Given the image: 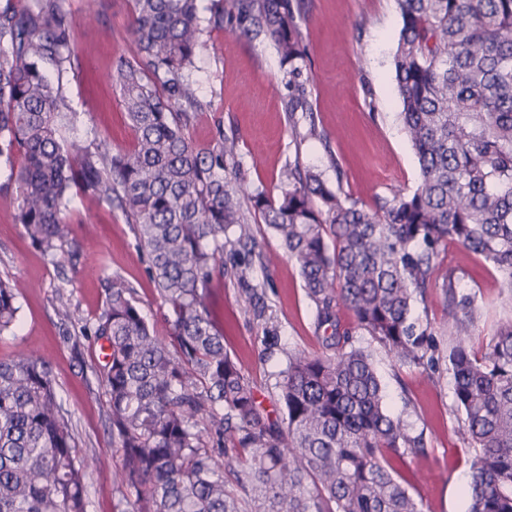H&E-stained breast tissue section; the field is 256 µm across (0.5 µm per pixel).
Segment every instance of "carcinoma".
<instances>
[{
  "label": "carcinoma",
  "mask_w": 512,
  "mask_h": 512,
  "mask_svg": "<svg viewBox=\"0 0 512 512\" xmlns=\"http://www.w3.org/2000/svg\"><path fill=\"white\" fill-rule=\"evenodd\" d=\"M128 2L135 50L112 60L110 78L135 133L130 152L67 140L62 79L75 70V36L62 0L0 7V162L23 155L13 223L58 267L81 251L66 220L73 189L119 209L168 307L161 332L136 289L108 275L102 311L82 326L108 344L98 381L118 453L116 512H422L391 465L422 452V438L387 413L372 346L403 366L432 360L431 333L411 313L427 304L450 240L512 293V0H397L393 67L420 179L370 209L298 164L278 195L248 191L221 126L206 143L190 135L208 108L191 78L204 21L271 41L292 89L288 114L304 106L299 4L227 0L204 20L199 0ZM253 214L297 266L324 329L322 353H287L280 419L224 347L210 291L233 275L255 294L246 268L265 256ZM442 288L453 411L474 450L469 512H512V320L479 354L475 295L451 271ZM344 309L368 345L341 324ZM18 310L1 278L0 334ZM87 468L51 362L0 359V512H89Z\"/></svg>",
  "instance_id": "1"
}]
</instances>
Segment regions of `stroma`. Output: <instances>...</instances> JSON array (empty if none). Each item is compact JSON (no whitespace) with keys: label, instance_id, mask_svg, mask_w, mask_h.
Wrapping results in <instances>:
<instances>
[{"label":"stroma","instance_id":"1","mask_svg":"<svg viewBox=\"0 0 512 512\" xmlns=\"http://www.w3.org/2000/svg\"><path fill=\"white\" fill-rule=\"evenodd\" d=\"M76 36L78 74L66 78L64 94L77 114L81 145L106 138L116 150H132L133 130L118 92L108 77L110 61L129 53L128 0H99L101 23H89L84 0H64ZM306 59L300 81L309 107L287 114L289 89L274 45L223 30L206 33L209 51L196 61L193 77L209 109L191 130L209 140L216 125L235 138L245 187L279 194L288 164L321 170L328 183L371 208L394 193H411L419 166L398 114L401 110L392 68L402 21L396 0H301L298 17ZM327 141L308 137L309 125ZM0 164V278L15 282L20 307L14 331L0 335V358L33 352L49 359L57 389L72 417L80 455L90 462L89 512H114L117 457L112 447L102 389L94 371L103 362L99 342L82 337L86 320L105 301L103 273H117L137 290L144 316L162 324L165 308L148 275V261L135 245L132 225L121 211L74 197L67 221L84 245L76 266L56 267L14 224L19 196ZM440 273H455L459 285L475 293L479 317L472 329L474 346L485 349L499 325L512 318V294L494 267L457 242L440 254ZM258 292L246 298L236 279L218 280L213 291L224 324V345L238 358L254 384L259 401L277 414L276 383L288 352L322 351L315 310L297 267L287 258L269 266L253 263L247 272ZM76 319L60 329L58 312ZM447 308L440 286L429 290L427 305L414 317L429 325L437 349L431 364L395 365L375 351L390 414L403 417L412 434L422 436L423 455L409 459L400 473L424 512H467L470 467L467 448L452 410L453 377L448 352L453 344L444 325Z\"/></svg>","mask_w":512,"mask_h":512}]
</instances>
